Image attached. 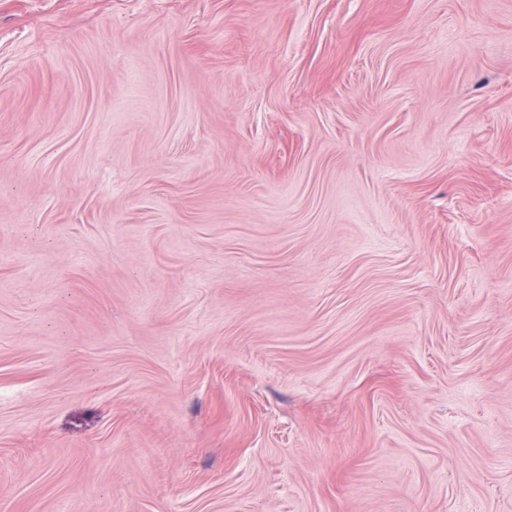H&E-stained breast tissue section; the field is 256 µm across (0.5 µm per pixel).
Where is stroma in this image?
Segmentation results:
<instances>
[{
    "label": "stroma",
    "instance_id": "35a3bbf8",
    "mask_svg": "<svg viewBox=\"0 0 512 512\" xmlns=\"http://www.w3.org/2000/svg\"><path fill=\"white\" fill-rule=\"evenodd\" d=\"M0 512H512V0H0Z\"/></svg>",
    "mask_w": 512,
    "mask_h": 512
}]
</instances>
